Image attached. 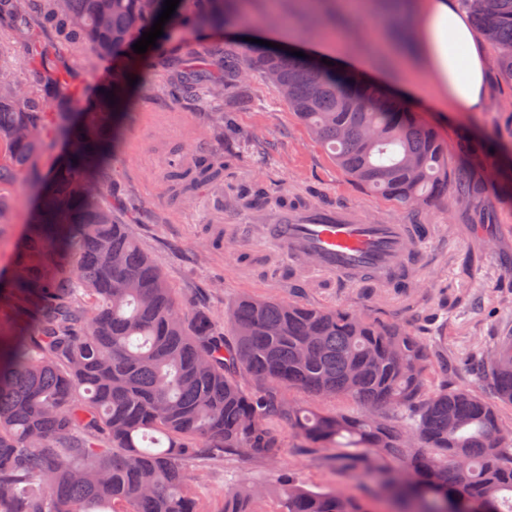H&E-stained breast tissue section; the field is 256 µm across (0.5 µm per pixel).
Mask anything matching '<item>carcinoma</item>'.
I'll use <instances>...</instances> for the list:
<instances>
[{"label":"carcinoma","instance_id":"cac0c4a2","mask_svg":"<svg viewBox=\"0 0 512 512\" xmlns=\"http://www.w3.org/2000/svg\"><path fill=\"white\" fill-rule=\"evenodd\" d=\"M165 0H0V29L27 42L33 17L56 45L89 64L112 57V88L128 83L133 44ZM254 0H180L171 20L195 32L252 21ZM472 19L498 49L512 84V0H469ZM297 39L329 29L300 17ZM169 25L139 55L141 70L168 53ZM52 50L31 43L24 81L0 65V184L41 179L32 157L57 140L70 150L33 209L13 280L0 294V512H199L182 461L236 452L277 459L288 422L303 448H355L337 459L373 478L402 512H512V437L495 404L448 384L406 326L342 306L245 296L224 336L207 309L185 312L133 225L101 204L119 113L110 100L77 122L52 106L68 98L51 74ZM270 86L357 184L414 212L432 198L469 204L474 169L506 147L465 139L448 171L436 133L381 88L348 73L237 42L207 58L191 53L179 100L230 103L252 83ZM187 197L224 178V160L173 164ZM453 193H448V186ZM488 390L512 404V330L477 357ZM345 398L356 412L322 413L284 398L290 389ZM277 512H374L336 492H313L291 474L278 481ZM262 492L241 485L220 512H253Z\"/></svg>","mask_w":512,"mask_h":512}]
</instances>
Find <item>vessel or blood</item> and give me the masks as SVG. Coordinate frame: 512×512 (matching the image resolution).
I'll return each instance as SVG.
<instances>
[{"label":"vessel or blood","mask_w":512,"mask_h":512,"mask_svg":"<svg viewBox=\"0 0 512 512\" xmlns=\"http://www.w3.org/2000/svg\"><path fill=\"white\" fill-rule=\"evenodd\" d=\"M259 240L287 251L297 272L353 288H410L424 279L433 225L403 220L375 223L347 204L303 197L261 211Z\"/></svg>","instance_id":"vessel-or-blood-1"}]
</instances>
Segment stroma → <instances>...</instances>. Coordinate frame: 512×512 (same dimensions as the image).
<instances>
[{
  "instance_id": "35a3bbf8",
  "label": "stroma",
  "mask_w": 512,
  "mask_h": 512,
  "mask_svg": "<svg viewBox=\"0 0 512 512\" xmlns=\"http://www.w3.org/2000/svg\"><path fill=\"white\" fill-rule=\"evenodd\" d=\"M60 69L68 79L72 100L79 106L93 102L101 85L102 67H90L84 58L66 48L57 51ZM171 71L155 67L140 75L121 115V138L114 150L112 182L114 210L135 209L134 231L142 250L165 275L173 294L186 310L209 309L221 326L245 295L294 298L295 292L271 283V267H289L287 254L260 245L251 237L235 243L223 239L224 228L251 223L243 210L230 208L215 194L197 191L189 198L176 194L169 171L176 149H183V166L196 162L195 145L224 158V191L260 180L271 194H299L319 190L328 200L351 204L367 217L403 218L394 201L358 187L342 171L331 154L318 143L287 105L265 84H256L251 98L232 107L235 129L223 135L210 123L202 102L175 101L165 90ZM416 118L432 128L448 153H455L462 132L479 127L482 136L512 144V84L495 80L493 100L487 112L468 120L459 112H420ZM37 186L21 180L0 187L9 202L6 223L0 224V277L8 276L13 256L23 237L34 206ZM426 222L435 224L439 238L461 236L474 226L494 230L512 225V202L495 192L474 199L463 209L434 201L424 209ZM462 251L426 252L427 279L406 293L392 288H340L326 290L306 284V302L342 305L387 322L411 327L426 336L431 359L448 356L457 364L449 375L452 385L481 396L489 391L468 361L475 353H487L497 336L512 329V235L501 237L482 260L480 279L463 275ZM279 462L233 454L186 460L189 491L201 512H219L223 494L239 484L264 490L254 504L256 512H274L278 477L289 472L313 490H335L367 500L366 481L337 466L330 452L298 447L294 437Z\"/></svg>"
}]
</instances>
